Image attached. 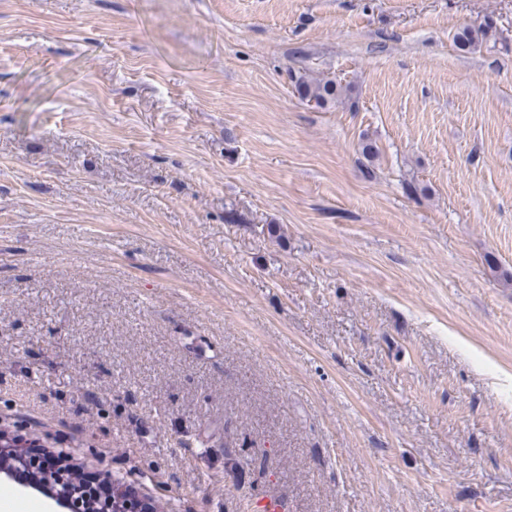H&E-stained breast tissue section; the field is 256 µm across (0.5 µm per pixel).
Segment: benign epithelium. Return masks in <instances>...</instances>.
Instances as JSON below:
<instances>
[{
  "label": "benign epithelium",
  "instance_id": "benign-epithelium-1",
  "mask_svg": "<svg viewBox=\"0 0 512 512\" xmlns=\"http://www.w3.org/2000/svg\"><path fill=\"white\" fill-rule=\"evenodd\" d=\"M20 438L6 441L0 431V479L9 481L17 474L28 475V487L35 488L50 499L58 512H118L112 496L80 486L74 475L55 470L49 464H38L18 451Z\"/></svg>",
  "mask_w": 512,
  "mask_h": 512
}]
</instances>
